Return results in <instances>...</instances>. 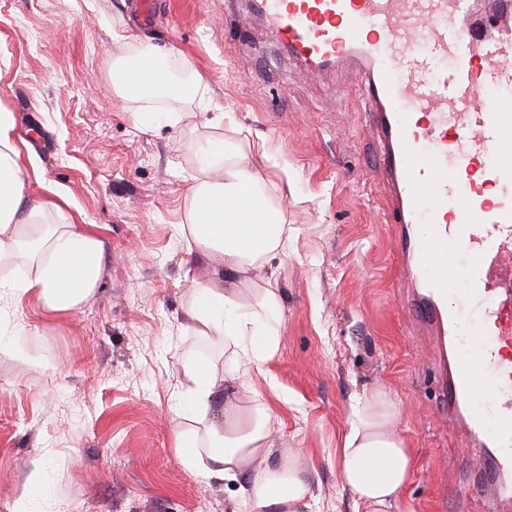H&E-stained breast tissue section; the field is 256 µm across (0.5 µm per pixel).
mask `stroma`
Instances as JSON below:
<instances>
[{
	"label": "stroma",
	"mask_w": 512,
	"mask_h": 512,
	"mask_svg": "<svg viewBox=\"0 0 512 512\" xmlns=\"http://www.w3.org/2000/svg\"><path fill=\"white\" fill-rule=\"evenodd\" d=\"M152 27L128 0H0V106L15 116L27 190L92 225L108 253L92 302L66 316L33 296L0 303V512H247L234 480L180 461L176 389L188 355L211 346L182 321L205 269L177 233L206 130L193 99L120 98L116 57L153 44L183 83L201 74L227 138L264 145L257 167L293 229L279 273L284 323L266 377L239 388L274 415L267 462H296L311 512H355L337 465L355 394L383 390L412 452L396 512H455L468 477L435 411V366L410 335L393 286L386 222L361 91L345 69L300 74L248 0H158ZM183 113L140 131L134 113Z\"/></svg>",
	"instance_id": "obj_1"
}]
</instances>
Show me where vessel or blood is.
<instances>
[{"label":"vessel or blood","instance_id":"1","mask_svg":"<svg viewBox=\"0 0 512 512\" xmlns=\"http://www.w3.org/2000/svg\"><path fill=\"white\" fill-rule=\"evenodd\" d=\"M306 71L346 64L394 192L402 303L446 360L436 409L485 459L494 492L460 488L458 512L512 505V0L484 29L473 0H251ZM501 89L488 95L487 87ZM463 286H450L448 253ZM492 407L477 405L478 392Z\"/></svg>","mask_w":512,"mask_h":512}]
</instances>
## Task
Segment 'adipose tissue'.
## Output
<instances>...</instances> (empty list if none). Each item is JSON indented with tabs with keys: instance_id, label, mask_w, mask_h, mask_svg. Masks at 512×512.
Segmentation results:
<instances>
[{
	"instance_id": "obj_1",
	"label": "adipose tissue",
	"mask_w": 512,
	"mask_h": 512,
	"mask_svg": "<svg viewBox=\"0 0 512 512\" xmlns=\"http://www.w3.org/2000/svg\"><path fill=\"white\" fill-rule=\"evenodd\" d=\"M165 49L147 46L118 57L119 95L198 98L204 127L233 124L228 112H214L201 81L175 80L162 60ZM14 115L0 107V293H32L45 310L69 315L94 295L106 258L103 240L89 225L49 222L58 204L32 198L22 178L20 151L13 141ZM197 174L186 197L178 233L188 252L208 266L187 318L195 334L223 348L218 359H187L183 366L182 417L204 421L216 398L224 400L223 427L206 429L208 454L195 439L174 434L180 460L204 480L247 475L239 493L253 512H308L309 486L295 464L269 467L273 413L263 401L237 403V383L264 373L276 357L282 329V295L276 262L288 254L292 229L285 213L267 199L264 181L240 144L209 136L194 144ZM252 286L253 300L240 299ZM397 415L380 390L360 394L351 408L350 429L339 450L344 489L356 512H394L411 466L398 434Z\"/></svg>"
}]
</instances>
